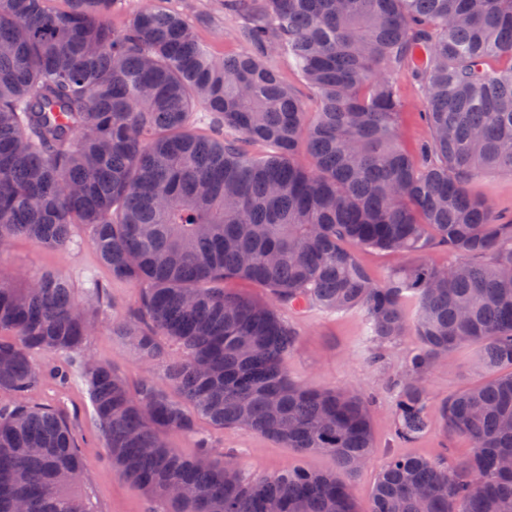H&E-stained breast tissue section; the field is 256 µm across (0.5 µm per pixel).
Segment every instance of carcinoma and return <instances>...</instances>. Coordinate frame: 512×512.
Segmentation results:
<instances>
[{
  "label": "carcinoma",
  "mask_w": 512,
  "mask_h": 512,
  "mask_svg": "<svg viewBox=\"0 0 512 512\" xmlns=\"http://www.w3.org/2000/svg\"><path fill=\"white\" fill-rule=\"evenodd\" d=\"M230 1L253 51L217 59L176 11L116 28V0H0V512H94L77 425L38 401V353L61 358L60 383L81 376L108 466L149 512H358L332 473L249 480L195 433L199 416L243 427L351 476L371 460L374 397L288 376L299 334L281 310L314 307L362 311L373 362L416 337L390 379L405 441L430 424L427 371L469 345L486 372L439 408L471 454L388 460L367 512H512V220L468 190L512 172V0ZM270 48L313 107L267 65ZM407 76L430 131L416 153L400 138ZM199 105L227 136L197 131ZM77 225L113 276L141 285L113 333L159 378L132 387L89 355L112 309L100 283L79 299L63 278L6 266L14 237L65 251ZM436 246L448 265L422 259ZM360 249L406 262L377 283ZM232 279L271 300L228 291ZM174 433L196 434V454Z\"/></svg>",
  "instance_id": "obj_1"
}]
</instances>
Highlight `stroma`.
Instances as JSON below:
<instances>
[{
    "mask_svg": "<svg viewBox=\"0 0 512 512\" xmlns=\"http://www.w3.org/2000/svg\"><path fill=\"white\" fill-rule=\"evenodd\" d=\"M167 9L177 11L193 25L201 41L220 58L247 51L245 25L241 13L225 12L223 0H166ZM406 112L401 126V139L406 149H415L429 136L419 112L423 92L418 83L405 77L400 81ZM469 191L488 200L493 208L506 216L512 215V173L489 170L475 177ZM7 266L18 274L49 272L70 281L75 290L86 288L89 280L104 285L112 297V319L120 321L139 305V289L128 281L112 277L97 257L95 247L83 228H76L74 243L64 252L43 248L29 238L13 239L6 256ZM299 333V341L288 359V374L314 389L350 387L374 396L372 429L374 453L371 463L354 478L350 485L360 512H365L372 488L383 464L394 456H422L432 460L464 457L470 451L468 440H445L439 424L429 429L415 442L399 441L393 431L395 407L388 387L390 378L399 373L407 353L415 347L414 337L384 347L380 363H370L365 341V317L362 312L336 314L313 308L290 318ZM90 351L94 358L112 363L130 385H137L149 374L146 365L137 360L124 341L114 336L109 326H103L92 337ZM477 350L465 346L452 361L433 367L426 375L432 408H439L448 396L480 382L483 371L476 363ZM41 401L58 405L75 415L83 436V452L88 462L83 493L96 512H146L148 501L138 488L111 473L102 448L100 431L91 415L89 396L80 376H73L67 387L45 386ZM196 428L211 434L218 448L233 455L241 472L248 478L273 476L290 465L332 473L334 457L322 453L297 455L274 439L241 427L216 429L203 418Z\"/></svg>",
    "mask_w": 512,
    "mask_h": 512,
    "instance_id": "stroma-1",
    "label": "stroma"
}]
</instances>
